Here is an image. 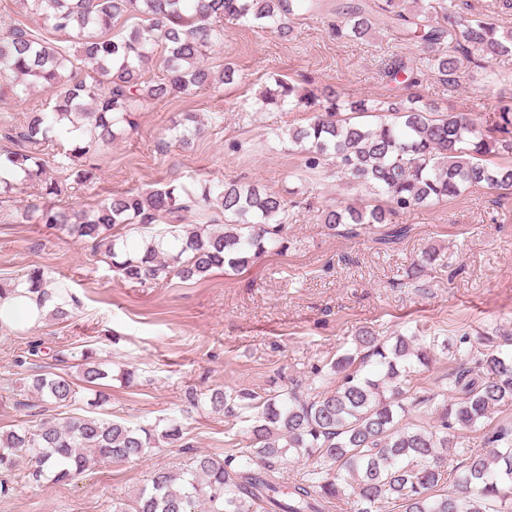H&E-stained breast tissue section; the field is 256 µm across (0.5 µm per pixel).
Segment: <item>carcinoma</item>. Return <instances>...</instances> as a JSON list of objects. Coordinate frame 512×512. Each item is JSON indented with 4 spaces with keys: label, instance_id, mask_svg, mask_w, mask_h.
Listing matches in <instances>:
<instances>
[{
    "label": "carcinoma",
    "instance_id": "1",
    "mask_svg": "<svg viewBox=\"0 0 512 512\" xmlns=\"http://www.w3.org/2000/svg\"><path fill=\"white\" fill-rule=\"evenodd\" d=\"M420 12L405 13L396 0L378 8L409 38L428 51L427 68L450 88L458 86L466 64L485 69L495 58L512 55V30L486 19L464 16L453 0H419ZM35 23H11L0 36V97L33 89L51 93L53 104L34 113L4 138L17 142L0 151V188L41 186L40 204L17 214L18 222L44 224L95 254L123 279L147 283L172 276L201 279L215 270L238 271L271 251L287 248L288 207L275 192L235 182H204L195 191L167 184L145 192H116L86 209L61 207L56 200L67 184L43 179L46 160L39 147L66 143L60 167L80 183L96 179L91 155L134 128L131 117L150 100L206 90L234 81L235 70L215 74L205 58L223 36L226 20L292 33V19L311 12L317 0H26ZM137 16L126 35L110 36L115 21ZM370 19L355 10L340 32L363 38ZM163 56L166 78L152 81L145 71ZM388 76L415 86L414 69L392 62ZM261 92V107L296 103L314 110L308 123L283 131L304 153L309 172L369 190L368 203L322 210V223L346 227L352 237L374 232L388 241L406 233L388 227L391 216L459 196L479 185L512 189V114L479 125L460 112H440L416 93L373 104L343 100L334 93L302 94L273 78ZM174 137L189 145L203 131L193 112L174 124ZM224 217L222 224L155 226L181 212ZM135 226L142 243L130 245L117 228ZM43 305L47 316L70 315L79 304L61 279L34 267L0 284V304L21 295ZM432 348L416 336H377L364 330L354 347L313 369L310 386L228 393L220 388L192 397L215 413L246 423L245 450L199 454L190 469L160 470L151 488L112 504L113 512H327L343 498L353 512H512V427L496 425L484 434V448L462 449L463 460L448 465L451 436L485 424L500 409L512 408V352L489 349L448 373L456 393L433 403L418 395L412 373L429 366ZM77 375H34L28 390L38 399L21 403L32 419L0 433V470L28 461L23 479L57 482L75 479L101 462H134L146 449L182 439L175 422L132 425L104 416L43 418V405L68 407L94 389L90 406L101 408L110 377L93 353L82 354ZM431 407L438 424L426 428L402 423L407 404ZM312 461L299 480L284 486L281 466L288 458ZM453 484L456 492L444 491Z\"/></svg>",
    "mask_w": 512,
    "mask_h": 512
}]
</instances>
